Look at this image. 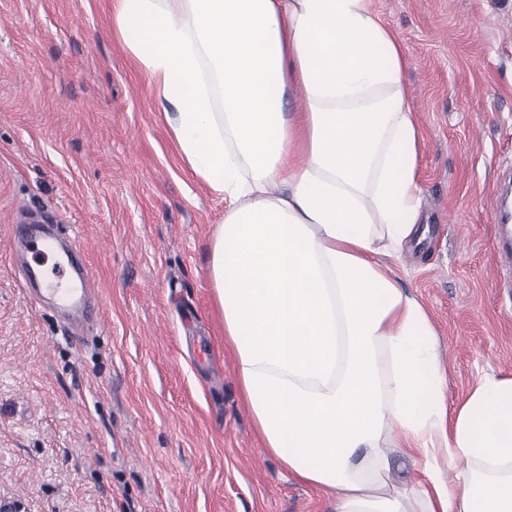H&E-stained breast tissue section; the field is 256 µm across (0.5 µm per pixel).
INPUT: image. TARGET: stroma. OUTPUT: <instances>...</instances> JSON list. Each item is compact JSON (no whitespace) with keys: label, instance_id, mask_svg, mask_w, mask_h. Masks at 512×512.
<instances>
[{"label":"stroma","instance_id":"35a3bbf8","mask_svg":"<svg viewBox=\"0 0 512 512\" xmlns=\"http://www.w3.org/2000/svg\"><path fill=\"white\" fill-rule=\"evenodd\" d=\"M114 0H0V506L17 512H331L268 454L209 275L224 201L182 164ZM424 130L400 284L438 333L449 401L512 376L491 198L512 176V0H376ZM44 224L96 294L74 331L10 242Z\"/></svg>","mask_w":512,"mask_h":512}]
</instances>
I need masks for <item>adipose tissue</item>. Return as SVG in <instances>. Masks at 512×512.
<instances>
[{
  "mask_svg": "<svg viewBox=\"0 0 512 512\" xmlns=\"http://www.w3.org/2000/svg\"><path fill=\"white\" fill-rule=\"evenodd\" d=\"M113 20L226 203L210 281L266 451L334 512H512V378L448 405L429 316L382 268L424 237V133L373 0H115ZM394 447L415 484L390 482Z\"/></svg>",
  "mask_w": 512,
  "mask_h": 512,
  "instance_id": "1",
  "label": "adipose tissue"
}]
</instances>
